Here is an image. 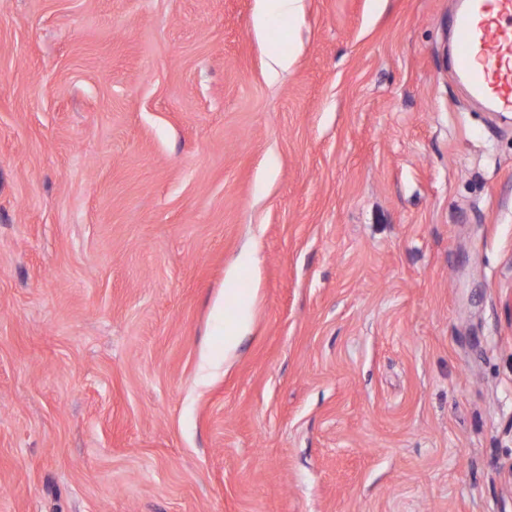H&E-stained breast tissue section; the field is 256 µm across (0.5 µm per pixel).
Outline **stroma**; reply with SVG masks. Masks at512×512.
Returning a JSON list of instances; mask_svg holds the SVG:
<instances>
[{
    "instance_id": "1",
    "label": "stroma",
    "mask_w": 512,
    "mask_h": 512,
    "mask_svg": "<svg viewBox=\"0 0 512 512\" xmlns=\"http://www.w3.org/2000/svg\"><path fill=\"white\" fill-rule=\"evenodd\" d=\"M302 4L0 0V512H512V122ZM301 0H261L260 10L255 17V27L264 31L273 18L293 16L300 10Z\"/></svg>"
}]
</instances>
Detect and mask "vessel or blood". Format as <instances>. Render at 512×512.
Instances as JSON below:
<instances>
[{
	"label": "vessel or blood",
	"mask_w": 512,
	"mask_h": 512,
	"mask_svg": "<svg viewBox=\"0 0 512 512\" xmlns=\"http://www.w3.org/2000/svg\"><path fill=\"white\" fill-rule=\"evenodd\" d=\"M450 29L459 46L457 75L473 95L512 112V0H462Z\"/></svg>",
	"instance_id": "b4317fda"
}]
</instances>
